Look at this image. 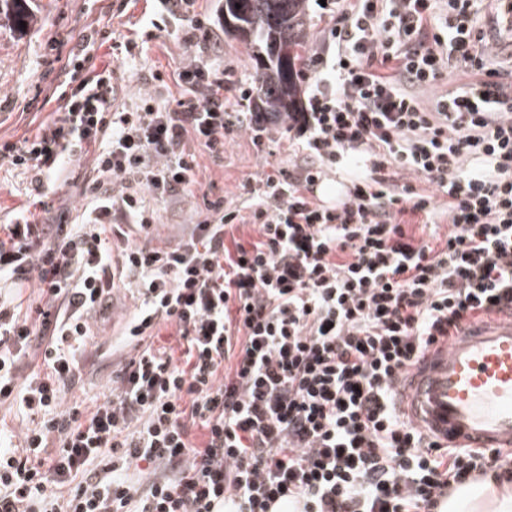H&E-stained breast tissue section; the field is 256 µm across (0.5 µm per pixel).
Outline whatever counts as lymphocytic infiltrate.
<instances>
[{
    "label": "lymphocytic infiltrate",
    "instance_id": "f902f5d3",
    "mask_svg": "<svg viewBox=\"0 0 512 512\" xmlns=\"http://www.w3.org/2000/svg\"><path fill=\"white\" fill-rule=\"evenodd\" d=\"M195 2L153 6L192 30L174 105L114 111L117 72L96 53L139 44L93 30L55 89L62 111L0 143L41 202L0 224V401L32 419L0 448V512H434L505 465L425 435L400 393L430 347L512 309V82L491 63L482 0H345L300 73L303 111L285 114L230 111L255 88L205 59L224 14ZM453 68L470 82L440 90ZM274 128L287 167L242 183L246 207L203 199L157 243L150 201L201 188L186 141L220 159L235 133L259 145ZM87 154L91 173L76 171ZM348 169L352 195L318 201L314 182ZM71 181L92 202L77 224L44 202ZM407 213L448 228L416 237ZM236 224L257 241L227 246ZM120 287L137 299L122 331L135 354L103 401L68 404ZM163 324L181 354L155 347Z\"/></svg>",
    "mask_w": 512,
    "mask_h": 512
}]
</instances>
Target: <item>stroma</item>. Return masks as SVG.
<instances>
[{"label": "stroma", "instance_id": "stroma-1", "mask_svg": "<svg viewBox=\"0 0 512 512\" xmlns=\"http://www.w3.org/2000/svg\"><path fill=\"white\" fill-rule=\"evenodd\" d=\"M144 0H131L122 16H111L100 0H29L28 9L34 21L26 28L0 20V142H17L33 136L37 130L25 105L34 94L51 97L59 82L58 75L48 74V62L53 55L68 58L75 51L83 33L103 25L127 35L144 13ZM189 30L171 26L157 28L149 40L146 54L117 62L120 90L114 105L119 109L135 110L143 94H150L162 105L178 97L179 87L149 81V73L158 71L169 76L186 63L185 37ZM216 64L222 65L228 78L239 83L256 79L251 52L244 44L226 36L211 50ZM186 149L195 153L200 180L212 196H223L236 204H244L240 185L245 180H257L272 169L288 164V144L280 135H273L263 147H254L249 132H241L224 145L222 160H214L200 152L194 141ZM29 175L23 169L0 160V224L10 223L15 209L27 200ZM99 359L95 365H82L74 393L84 401L102 400L112 385V376L120 362L131 355V348L113 350L118 326L111 316L96 320Z\"/></svg>", "mask_w": 512, "mask_h": 512}]
</instances>
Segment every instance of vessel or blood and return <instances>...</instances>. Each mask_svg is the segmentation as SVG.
Wrapping results in <instances>:
<instances>
[{"label": "vessel or blood", "instance_id": "1", "mask_svg": "<svg viewBox=\"0 0 512 512\" xmlns=\"http://www.w3.org/2000/svg\"><path fill=\"white\" fill-rule=\"evenodd\" d=\"M401 395L413 423L442 441L511 448L512 314L493 315L431 351Z\"/></svg>", "mask_w": 512, "mask_h": 512}]
</instances>
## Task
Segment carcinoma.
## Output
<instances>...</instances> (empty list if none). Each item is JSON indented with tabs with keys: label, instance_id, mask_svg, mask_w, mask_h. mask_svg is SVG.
<instances>
[{
	"label": "carcinoma",
	"instance_id": "carcinoma-1",
	"mask_svg": "<svg viewBox=\"0 0 512 512\" xmlns=\"http://www.w3.org/2000/svg\"><path fill=\"white\" fill-rule=\"evenodd\" d=\"M27 0H0V17L15 24L28 21ZM235 23V38L248 45L255 62L258 91L254 112L299 111L297 63L306 49L304 0H252L247 11H236L237 0H223Z\"/></svg>",
	"mask_w": 512,
	"mask_h": 512
}]
</instances>
